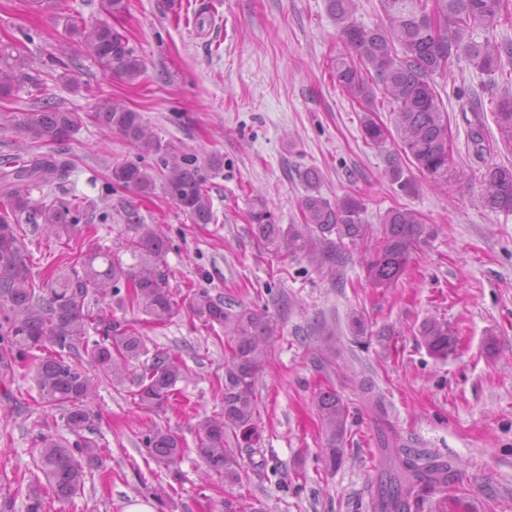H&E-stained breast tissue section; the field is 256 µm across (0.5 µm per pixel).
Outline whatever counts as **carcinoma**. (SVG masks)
Here are the masks:
<instances>
[{
	"label": "carcinoma",
	"instance_id": "carcinoma-1",
	"mask_svg": "<svg viewBox=\"0 0 512 512\" xmlns=\"http://www.w3.org/2000/svg\"><path fill=\"white\" fill-rule=\"evenodd\" d=\"M509 0H379L383 19L365 27L356 22L359 0H327L346 52L331 61V76L348 94L370 95L376 86L392 107L401 151L387 148L391 133L373 115L362 120L364 140L387 153L392 181L401 183V156L438 189L448 178L478 182L480 199L492 211L512 212V166L489 165L483 171L453 168V151L445 110L437 86L448 81L454 62L465 59L482 74L507 75L512 65V40L478 42L474 31L489 29L508 11ZM70 32L83 40L100 69L129 82L142 70V60L129 47L125 35L107 24L69 23ZM28 58L21 53L0 51V96L13 92ZM501 140L512 144V93L491 98ZM94 117L102 127L132 144L151 143L141 113L106 95L97 102ZM81 124L79 113L46 103L21 113L18 125L32 139L53 144L67 140ZM158 166L126 160L112 166V183L149 196L161 189L183 209L194 224L216 221L207 180L196 162L184 155L156 147ZM71 172V163L59 154L28 159L0 160V376L13 365L37 360L35 381L44 408L61 407L66 425L75 434L91 428L95 416L90 400L94 377L121 382L124 373L145 353L143 338L125 321L112 317V310L99 306L106 299L135 308L155 324H163L178 311L177 294L170 287L165 262L169 240L153 224L130 221L126 235L115 249L90 246L70 253L43 277L33 273L30 252L24 240L21 216L41 223L47 233L69 240H85L90 225L82 222L77 205L37 202L31 189L61 184ZM307 194L301 199L303 223L283 228L270 220L265 207L250 213L258 242L276 252L286 248L291 256L318 257L330 267H342L353 253L361 255V267L376 288H386L403 276L420 242L429 235L417 211L392 207L379 218L377 227L362 223L364 203L355 195L331 202L318 189L321 176L311 167L301 173ZM128 260H123V256ZM235 303L211 297L205 288L192 294L189 308L194 316L212 326L224 327L225 364L221 411L199 424L196 452L209 471L233 485L242 479L244 465L236 452L224 447L233 436L237 447L248 452L254 470L265 467L260 452L257 424V375L268 354L272 325L264 312L233 311ZM99 339L89 341V330ZM428 352L446 359L457 347V336L448 323L426 319L419 330ZM186 378L180 358L157 350L151 363L137 377L134 403L140 409L160 410L170 403L176 386ZM325 435L326 466L342 463L348 408L333 389L316 395ZM39 463L59 499H70L83 489L84 465L102 466L96 443L75 445L40 435ZM142 442L156 464L171 469L182 454L178 437L154 426ZM382 472L372 496V512H419L424 494L445 486L456 469L438 456L412 449L390 431L377 439ZM27 512H43L39 485L28 487Z\"/></svg>",
	"mask_w": 512,
	"mask_h": 512
}]
</instances>
